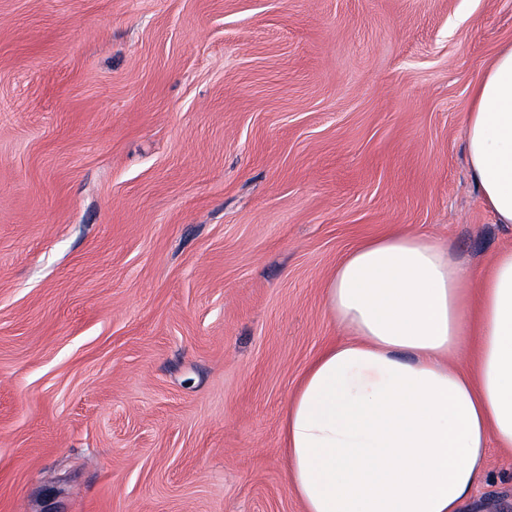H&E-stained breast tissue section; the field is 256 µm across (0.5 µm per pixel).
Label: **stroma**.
I'll list each match as a JSON object with an SVG mask.
<instances>
[{
    "mask_svg": "<svg viewBox=\"0 0 512 512\" xmlns=\"http://www.w3.org/2000/svg\"><path fill=\"white\" fill-rule=\"evenodd\" d=\"M510 43L512 0H0V512H302L336 263L512 246L465 150Z\"/></svg>",
    "mask_w": 512,
    "mask_h": 512,
    "instance_id": "1",
    "label": "stroma"
}]
</instances>
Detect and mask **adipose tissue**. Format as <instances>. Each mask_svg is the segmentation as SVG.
<instances>
[{"label": "adipose tissue", "mask_w": 512, "mask_h": 512, "mask_svg": "<svg viewBox=\"0 0 512 512\" xmlns=\"http://www.w3.org/2000/svg\"><path fill=\"white\" fill-rule=\"evenodd\" d=\"M465 140L483 204L512 224V44L472 90ZM324 301L340 335L281 426L303 512H463L491 449L512 454V248L481 270L394 229L343 256Z\"/></svg>", "instance_id": "adipose-tissue-1"}]
</instances>
